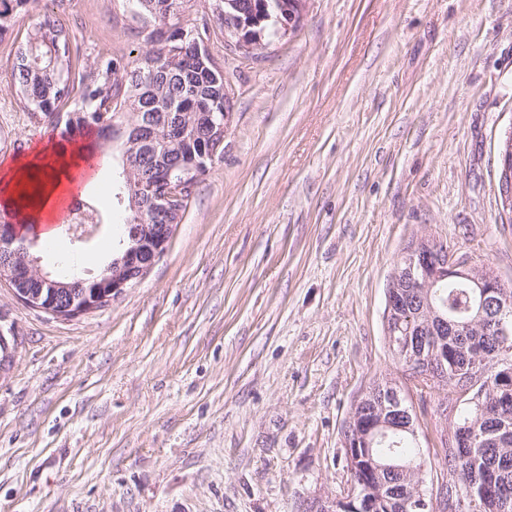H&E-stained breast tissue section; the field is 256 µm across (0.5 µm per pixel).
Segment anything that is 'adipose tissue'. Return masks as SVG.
Masks as SVG:
<instances>
[{"label":"adipose tissue","instance_id":"obj_1","mask_svg":"<svg viewBox=\"0 0 512 512\" xmlns=\"http://www.w3.org/2000/svg\"><path fill=\"white\" fill-rule=\"evenodd\" d=\"M85 151V144L59 141L15 161L0 176V204L23 207L27 222L38 225L41 239L54 240L58 228L52 219L62 196L87 176L82 165Z\"/></svg>","mask_w":512,"mask_h":512}]
</instances>
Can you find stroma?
Here are the masks:
<instances>
[{
	"label": "stroma",
	"mask_w": 512,
	"mask_h": 512,
	"mask_svg": "<svg viewBox=\"0 0 512 512\" xmlns=\"http://www.w3.org/2000/svg\"><path fill=\"white\" fill-rule=\"evenodd\" d=\"M81 54L146 48L121 0H67ZM0 170L49 143L10 89ZM232 122L167 250L109 306L64 320L0 282V512H307L342 494V427L376 378L394 262L435 235L512 284L499 144L512 130V0H308L256 55L211 45ZM85 242L41 268L92 278L120 251L111 144Z\"/></svg>",
	"instance_id": "1"
}]
</instances>
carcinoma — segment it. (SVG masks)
I'll use <instances>...</instances> for the list:
<instances>
[{"label":"carcinoma","instance_id":"carcinoma-1","mask_svg":"<svg viewBox=\"0 0 512 512\" xmlns=\"http://www.w3.org/2000/svg\"><path fill=\"white\" fill-rule=\"evenodd\" d=\"M29 0H0V36L12 30L17 17L26 11ZM202 5L224 30V12H234V4L224 0H135L139 20L144 23H167L179 27L192 8ZM269 18L255 31L263 42L281 37L276 21L275 0H267ZM196 31L192 39L200 50L193 55L199 71L197 79L185 81L180 64L170 60V50L152 46L138 52L129 51L122 65L116 60L105 62L72 54L70 36L62 17V10L48 9L38 22L29 27L19 48L10 73V85L22 104L30 123L38 124L59 105L69 106L63 113L64 132L92 130L99 125L122 126L118 142L121 155L127 157L132 171L130 179L150 178L153 170L177 160L199 156L204 142L217 141L223 131L224 68L210 53L204 42L211 40V29L204 26L195 30L186 25V31ZM117 196L127 201L128 233L138 227L135 219L144 224H178L183 215L155 214L154 204L131 189L119 184ZM25 238L13 246V251L0 255V278L12 267L32 256L24 248ZM54 285L45 283L36 272H31L26 289L41 296V303H55L54 309L63 311L69 306L70 295L93 296L98 291L96 280L82 287L75 280L53 277ZM425 307H433L456 322H468L470 327L462 336L423 338L419 327L426 321V312L409 310L401 314L400 327L395 338L408 341L415 359H427L432 351L448 345V379L444 385H453L455 373L470 375L475 392L483 393V413L476 407L462 403L454 422L458 426L481 418L479 438L464 454L448 452L442 447L438 467L442 480L460 483L483 482L486 475L494 476L495 489L510 495L507 508L494 507V502L472 512H512V384L499 385L498 377L503 361L512 369V335L487 336L482 327L472 322L476 309L472 289L462 283L443 280L426 292ZM389 380H375L363 395V411L374 415L382 407H390ZM414 430L391 429L378 437L369 448L372 458L380 464H396L407 468L394 473L385 469L372 472L368 481L382 489L383 499L375 512H429L421 504L420 493L426 491L427 458L420 449L418 419H413Z\"/></svg>","mask_w":512,"mask_h":512}]
</instances>
